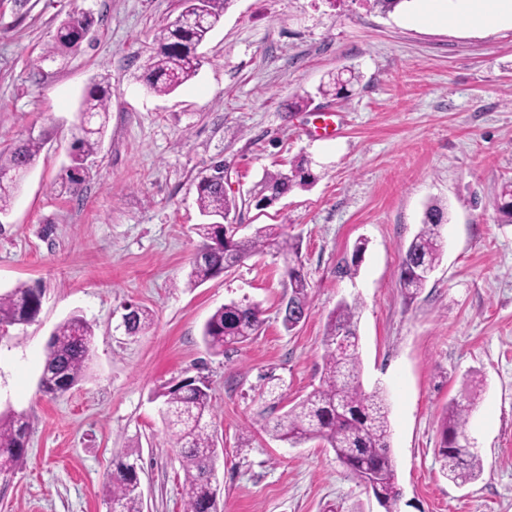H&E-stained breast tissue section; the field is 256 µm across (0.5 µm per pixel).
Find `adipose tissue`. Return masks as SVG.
I'll return each mask as SVG.
<instances>
[{
	"label": "adipose tissue",
	"instance_id": "1",
	"mask_svg": "<svg viewBox=\"0 0 512 512\" xmlns=\"http://www.w3.org/2000/svg\"><path fill=\"white\" fill-rule=\"evenodd\" d=\"M414 21L470 31L512 25V0H418Z\"/></svg>",
	"mask_w": 512,
	"mask_h": 512
}]
</instances>
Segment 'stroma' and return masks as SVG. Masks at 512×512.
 Returning a JSON list of instances; mask_svg holds the SVG:
<instances>
[{
  "label": "stroma",
  "mask_w": 512,
  "mask_h": 512,
  "mask_svg": "<svg viewBox=\"0 0 512 512\" xmlns=\"http://www.w3.org/2000/svg\"><path fill=\"white\" fill-rule=\"evenodd\" d=\"M177 0H0V153L44 148L0 215V293L42 290L35 322L0 328V410L26 418V461L0 475V512H108L117 462L140 469L143 512H184L185 474L156 391L205 379L213 402L220 512H384L320 441L277 440L273 420L317 387L329 313L358 304L365 389L384 388L400 512H512V224L496 197L512 181V28L488 35L413 23L411 0H233L202 48L198 74L158 96L145 85L154 27ZM91 13L73 52L43 59L58 25ZM355 69L344 99L318 87ZM112 87L107 135L77 192L70 166L81 97ZM308 98L303 111L289 104ZM332 115L334 140L317 133ZM307 159L312 184L270 208L247 204L264 173ZM223 162L234 223L284 225L301 241L312 308L285 331L284 263L252 257L186 285L202 218L196 185ZM446 208L444 254L421 293L399 284L429 203ZM365 240L360 261L355 243ZM261 305L258 335L210 354L201 329L224 303ZM151 329L128 335L126 304ZM82 315L95 341L85 379L39 390L55 328ZM283 384L271 402L264 379ZM474 397L467 434L483 459L460 486L437 456L451 400Z\"/></svg>",
  "instance_id": "1"
}]
</instances>
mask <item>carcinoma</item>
Here are the masks:
<instances>
[{
    "mask_svg": "<svg viewBox=\"0 0 512 512\" xmlns=\"http://www.w3.org/2000/svg\"><path fill=\"white\" fill-rule=\"evenodd\" d=\"M232 0H202L205 24H195V0H181L179 15L184 25L166 21L153 35V51L145 62L146 85L156 95H168L194 78L201 67L200 46L221 22ZM71 25H59L54 43L45 57L72 52L84 40L83 24L93 19L81 12L70 16ZM357 79L352 74L343 80L336 75L321 86L320 93L343 97L348 83ZM112 91L107 78L93 81L81 103L80 119L93 120L87 132L77 126L71 165L66 172L69 184L77 186L85 174L86 161L96 155L107 132V119ZM44 140L30 137L16 148L0 154V176L36 163ZM306 161L301 159L288 171L266 173L259 181V203L268 208L294 189L309 183ZM16 185L0 180V215L9 211ZM196 203L206 222L195 227L200 237L198 250L204 259L193 261L187 286L196 287L224 272V268L254 256L272 253L285 264L288 306L291 313L282 318L287 331H292L311 309L309 285L303 274L300 241L288 235L278 224L257 227L247 236L238 229L214 220L236 208V202L224 193V164L213 168L212 176L202 177L196 186ZM497 221L512 224V183L498 194ZM447 223L445 208L435 203L425 211L421 229L409 243L402 260L400 286L413 298L425 288L443 255L441 226ZM42 291L20 284L0 293V326L26 324L33 321L41 306ZM128 334L138 335L152 324V314L142 307L131 309ZM357 303H337L328 316L325 333L326 357L319 386L306 398L294 404L272 427L275 438L291 445L320 440L332 448L336 458L377 495L385 512H398L401 488L396 467L390 455L391 426L389 405L383 390L366 391L361 381L362 365L357 334ZM263 323L260 304L246 298L232 301L209 317L203 328V341L208 351L222 355L250 340ZM93 327L81 316L73 315L53 332L44 361V383L40 391L57 395L82 382L88 369L94 343ZM155 398L162 401L163 421L179 449L186 483V512H218L217 485L209 474L215 468L217 448L211 434L213 412L209 386L200 379H185L161 390ZM472 402L454 401L442 417L441 441L437 451L442 473L455 483L477 479L483 462L477 452H469L462 463L456 461V450L465 438L467 417ZM27 423L20 414L0 412V475L21 467L26 458ZM112 512H142L140 477L136 466L119 462L105 486Z\"/></svg>",
    "mask_w": 512,
    "mask_h": 512,
    "instance_id": "obj_1",
    "label": "carcinoma"
}]
</instances>
